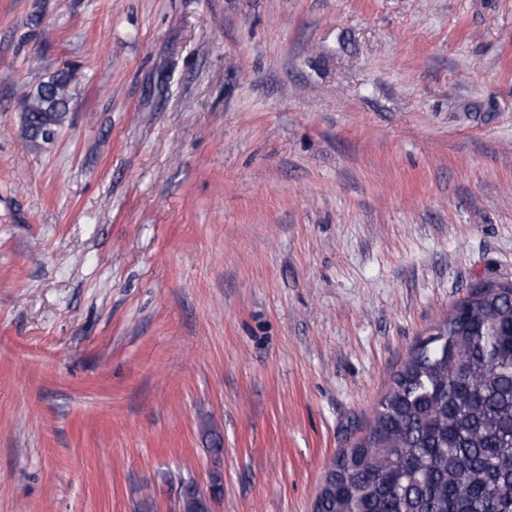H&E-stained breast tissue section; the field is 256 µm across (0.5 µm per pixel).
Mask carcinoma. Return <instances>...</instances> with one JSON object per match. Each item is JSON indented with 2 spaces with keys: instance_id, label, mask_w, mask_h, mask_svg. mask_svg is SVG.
<instances>
[{
  "instance_id": "1",
  "label": "carcinoma",
  "mask_w": 512,
  "mask_h": 512,
  "mask_svg": "<svg viewBox=\"0 0 512 512\" xmlns=\"http://www.w3.org/2000/svg\"><path fill=\"white\" fill-rule=\"evenodd\" d=\"M61 70L18 103L38 149L68 118ZM409 354L317 512H512V284L478 283Z\"/></svg>"
}]
</instances>
